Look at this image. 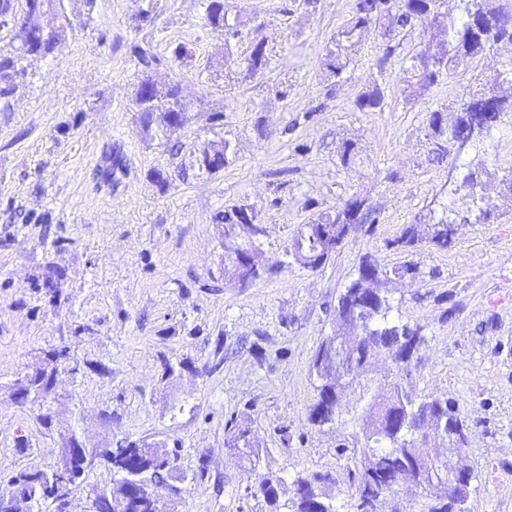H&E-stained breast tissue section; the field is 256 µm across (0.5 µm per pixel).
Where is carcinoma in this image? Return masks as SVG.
<instances>
[{
	"mask_svg": "<svg viewBox=\"0 0 512 512\" xmlns=\"http://www.w3.org/2000/svg\"><path fill=\"white\" fill-rule=\"evenodd\" d=\"M55 0H26L27 12L40 14L44 18L41 25L25 24L22 31H12L13 53H0V100L9 96L14 81L19 74L16 67L18 59L28 54H49L53 52L61 38L65 27L69 24L67 17L59 11ZM391 0H358L355 16L338 34L336 38V53L329 54L327 67L335 74H340L345 67L343 54L345 50L357 45L363 33L372 29L373 23L386 19L388 28H404L414 22L431 30V37L415 56L412 57L411 69L416 77L418 94H423L434 85L440 76L449 73L461 62L470 59L486 49V46L501 41L506 28L500 24V7H489L486 0H466L467 21L460 28L448 26L444 14L439 11V0H398L397 12H392ZM206 20L211 25L222 24L239 34L238 27L242 22L228 23L224 16L222 0H202ZM268 65L265 42L260 41L253 46L250 54L242 60L240 67L248 75L262 72ZM499 76L486 79L485 83L470 95L468 102L463 104L462 112L471 114L470 122L464 117H457L455 126L463 127L466 134L458 136L457 144L465 146L473 139L469 138L474 130L488 131L498 122L503 114L512 112V104L496 103L488 95V89L493 86ZM173 100L154 102L145 99L140 103L139 112L145 121L152 120L154 114L165 117V113L174 112L179 107L177 91H172ZM382 93L379 87L362 94L357 100V107L363 112H376L381 109ZM442 110L435 109L429 112L428 139L435 144L434 159L442 162L448 158V148L438 144L439 136L445 133ZM229 152V144L214 148L203 153V165L210 171L224 166ZM363 200L351 198L331 211L319 214L317 223L325 225L324 236L311 232L310 225L302 224L294 237L293 246L303 248L306 252L316 251L324 246L323 237L337 239L336 227L342 224H362L369 212L360 209ZM430 223L427 224L425 234L419 233V225L408 227L398 239L401 244L413 245L426 238L429 242L440 248L452 245L454 238L448 236V215L438 216L429 212ZM241 249L250 257L259 269L257 277H262L268 271L257 238L248 239ZM407 266L394 268L389 272L397 277H404ZM367 258L362 261L358 269V276L345 288L341 299L350 303H362L370 290L371 283L379 277L389 274ZM391 306L387 297L377 296L375 302L366 309L361 318H348L340 315L336 320L341 323V330L347 338L350 349L348 355L352 358L353 366L363 368L371 352L385 355L395 363L397 374L407 377L410 375V362L396 363L400 347L410 343L412 351L416 352L423 344L424 337L421 328L402 324L390 316ZM319 354H314L310 363V371L315 374L321 384L317 392L323 393L325 389L334 388L336 384L331 376L322 372L318 365ZM51 377L43 372H37L27 380L23 394L27 397L43 394L48 390ZM363 398L394 397L412 403L414 411L421 417H429L440 403L448 404V400L428 395L417 399L400 388L395 392L383 393L370 385L363 389ZM371 414V419H356L352 422L350 439L352 445L344 444L338 448V457L341 461V480L351 490L352 495L361 492L387 491L391 486L416 478L417 469L414 461L420 458L415 444L406 440L401 445H395L390 435L380 432L381 422L389 419L391 411L383 410L377 403H371L365 409ZM310 421L314 425H333L339 422L338 400L330 399L326 402L318 399L310 412ZM226 445L229 448H250L249 427L235 419H229L225 424ZM167 460L160 462L147 455L143 460V467L139 479L145 482L149 490L169 485L176 470L175 455L166 453ZM53 481L52 473H34L24 475L18 479L20 494L29 499L35 508H40L41 501L46 499L45 493ZM336 482L329 472L315 471L297 477L291 487L284 486L282 480L270 476L262 477L254 486V494L261 495L273 507L272 512H335L334 505L323 496V487Z\"/></svg>",
	"mask_w": 512,
	"mask_h": 512,
	"instance_id": "1",
	"label": "carcinoma"
}]
</instances>
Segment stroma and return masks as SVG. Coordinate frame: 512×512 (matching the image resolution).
Masks as SVG:
<instances>
[{
  "instance_id": "1",
  "label": "stroma",
  "mask_w": 512,
  "mask_h": 512,
  "mask_svg": "<svg viewBox=\"0 0 512 512\" xmlns=\"http://www.w3.org/2000/svg\"><path fill=\"white\" fill-rule=\"evenodd\" d=\"M355 4L224 0L244 23L233 38L201 0H56L69 27L54 52L19 61L0 110V491L55 469L73 436L90 448L164 442L195 477L179 512H272L252 494L257 476L288 485L336 471L344 422L365 402L347 393L343 424L313 425L310 361L368 255L388 272L377 288L393 318L422 329L407 386L465 422L469 512H512V112L440 163L426 136L430 111L454 122L512 50L489 47L416 98L411 58L429 29L376 30L337 75L325 59ZM261 40L268 67L246 75L235 62ZM148 77L179 85V127L142 124ZM375 86L381 111H360ZM224 141V166L205 169L203 151ZM354 196L372 220L330 261L313 270L289 257L300 225ZM484 203L489 220L467 219ZM234 205L266 229L270 269L245 286L224 271L240 244L221 220ZM433 210L458 219L452 246L399 244ZM405 264L419 277L391 276ZM38 370L55 372L51 389L19 400ZM232 418L247 420L257 468L225 448ZM117 483L94 467L43 512H96Z\"/></svg>"
}]
</instances>
